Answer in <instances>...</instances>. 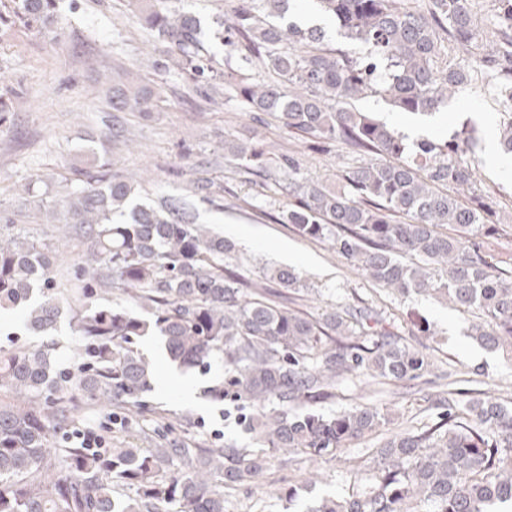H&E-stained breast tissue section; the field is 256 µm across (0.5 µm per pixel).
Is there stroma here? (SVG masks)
<instances>
[{
	"mask_svg": "<svg viewBox=\"0 0 512 512\" xmlns=\"http://www.w3.org/2000/svg\"><path fill=\"white\" fill-rule=\"evenodd\" d=\"M183 4L199 17L209 53L226 64L227 48L215 38L213 20L230 14L234 0ZM164 56L163 45L133 21L129 0H57L54 20L43 29L0 26V99L9 104L6 120L0 123V205L21 215L18 223L0 224L1 236L33 230L42 242L55 245L53 227L36 208V200L54 199L62 179L75 181L104 165L113 174L138 181L145 201H190L200 223L215 233H223L228 224L242 228L245 236L236 242L233 269L245 278L267 264L295 269L309 289L295 302L296 310L314 315L337 302L370 308L393 323L405 343L425 348L457 387H464L478 369L481 390L512 395V357L469 338V315L428 297L389 295L336 253L329 240L303 237L292 225L281 223L279 217L288 206L287 169L274 162L265 177H256L225 159L224 141L259 136L276 154L294 157L301 177L312 183L337 182L344 171L362 164L361 156L332 143L311 149L278 118L250 111L224 91L205 102L181 70L151 68V60ZM116 72L146 85L163 84L165 100L159 111L145 117L112 111L106 91ZM499 101V86L481 77L457 92L447 111L426 117L424 125L427 139L437 143L462 128H474L476 188L512 216V157L498 155L493 165L486 160L488 136L503 118ZM200 180L212 182L209 198L194 195ZM13 334L26 343H54L64 362L75 348L66 314L47 336L26 330L19 313L0 314V343L8 344ZM153 362L155 378L146 395L150 405L185 419L186 435L203 445L248 443L235 417L225 416L223 401L210 394L224 379L222 365L202 373L178 367L166 354ZM187 380L195 392L190 400L182 395ZM357 404L391 413L397 430L434 421L421 395L396 399L351 386L339 388L322 409L334 412ZM106 426L116 448H150L159 441L157 427L147 417L124 423L103 410L84 424L96 433ZM378 444V439H364L318 464L277 460L263 486L225 491L226 512H303L314 496L346 494L368 449Z\"/></svg>",
	"mask_w": 512,
	"mask_h": 512,
	"instance_id": "obj_1",
	"label": "stroma"
}]
</instances>
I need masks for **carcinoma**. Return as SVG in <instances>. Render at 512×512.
<instances>
[{"mask_svg":"<svg viewBox=\"0 0 512 512\" xmlns=\"http://www.w3.org/2000/svg\"><path fill=\"white\" fill-rule=\"evenodd\" d=\"M135 18L168 47L195 84L224 90L255 112H276L316 148L334 141L369 156L337 187L299 178L288 168L292 201L281 221L336 252L398 296L426 295L482 322L471 335L512 354V275L503 276L489 240L502 211L472 191L479 160L460 130L443 144L406 142L355 103L379 98L392 108L432 114L484 77L512 89V0H493L499 48L480 58L484 33L472 0H313L337 32L363 53L326 47L321 27L287 19L290 0H238L231 20H217L238 63L221 69L204 53L200 19L168 0H131ZM55 0H15L13 18L41 29ZM273 71L277 80L254 74ZM154 87L112 81L115 112H155ZM499 146L512 155V112ZM224 156L263 175L270 145L252 136L225 139ZM51 218L85 238L81 282L70 325L75 371L60 368L52 344L0 348V512H224V489L249 485L270 459L335 456L382 433L387 415L367 405L339 413L316 407L347 380L425 393L436 422L406 429L370 449L369 463L342 496H323L305 512H512V405L430 378L433 363L392 333L372 311L336 304L316 318L288 307L303 291L298 272L264 267L255 280L224 269L234 242L210 233L176 198L136 201L135 188L106 173L65 191ZM54 261L35 239H0V312L21 309L26 327L54 329L71 295L57 285ZM156 333L181 366H224L211 394L236 412L253 448H203L163 437L153 448H88L73 431L85 414L108 406L115 417L168 413L147 403L152 367L134 344ZM175 474L165 479L164 470ZM135 494H127V490Z\"/></svg>","mask_w":512,"mask_h":512,"instance_id":"obj_1","label":"carcinoma"}]
</instances>
